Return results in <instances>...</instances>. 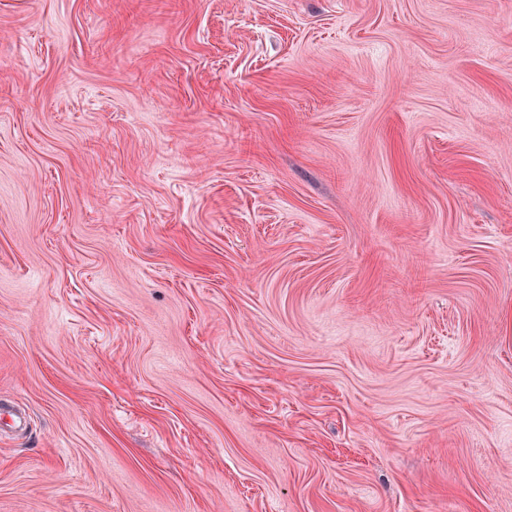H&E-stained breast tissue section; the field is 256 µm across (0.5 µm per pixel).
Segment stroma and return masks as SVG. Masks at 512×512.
Wrapping results in <instances>:
<instances>
[{
	"instance_id": "1",
	"label": "stroma",
	"mask_w": 512,
	"mask_h": 512,
	"mask_svg": "<svg viewBox=\"0 0 512 512\" xmlns=\"http://www.w3.org/2000/svg\"><path fill=\"white\" fill-rule=\"evenodd\" d=\"M0 512H512V0H0Z\"/></svg>"
}]
</instances>
